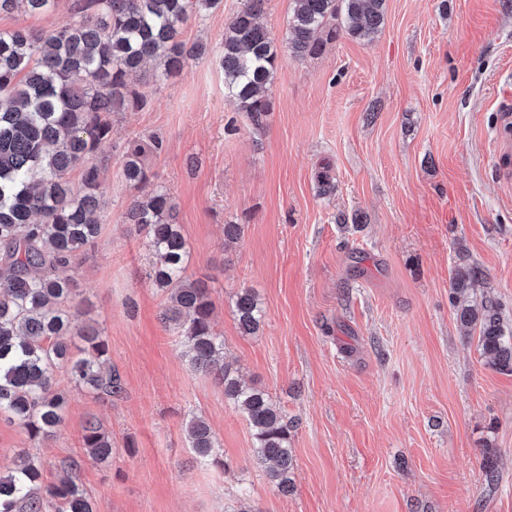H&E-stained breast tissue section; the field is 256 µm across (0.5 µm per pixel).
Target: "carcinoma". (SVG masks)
<instances>
[{"label":"carcinoma","instance_id":"carcinoma-1","mask_svg":"<svg viewBox=\"0 0 512 512\" xmlns=\"http://www.w3.org/2000/svg\"><path fill=\"white\" fill-rule=\"evenodd\" d=\"M222 0H75V15L43 33L0 32V413L25 428L38 444L63 425L69 393L52 388V370L63 367L78 386L92 393L121 392L120 376L101 371L107 346L94 327L76 328L74 289L57 270L70 264L98 236L104 207L99 179V145L112 132L109 115L142 111L151 99L128 82V75L156 62L155 80L179 73L206 53L187 45L181 26L191 13L216 9ZM267 0H243L226 24L219 64L224 91L254 122L270 111L278 48L258 22ZM286 43L298 57L322 50L336 36V19L349 34L370 39L384 22L385 0H292ZM48 11L54 0H0V14L19 5ZM163 141L148 135L127 144L120 175L130 187L148 179L144 157L159 153ZM81 171L79 187L70 173ZM174 202L160 186L135 197L127 221L146 232L159 258L152 270L156 287L168 294L163 319L178 329L192 367L214 374L224 398L251 427L256 460L282 492L294 468L290 425L266 391L243 384L227 364L217 366L224 340L214 330L209 289L186 276L188 247L174 220ZM480 271L458 270L451 279L458 319L479 327L482 355L491 368L512 373V335L503 330L497 307L466 303L464 295ZM234 308L239 328L256 333L264 311L250 289L238 292ZM78 336L92 358L71 357L67 337ZM191 448L221 463L209 425L191 418ZM83 442L90 460L112 461V437L88 420ZM488 482L497 478V456L484 449ZM0 512H94L72 479L46 485L42 462L21 451L13 467L0 473Z\"/></svg>","mask_w":512,"mask_h":512}]
</instances>
